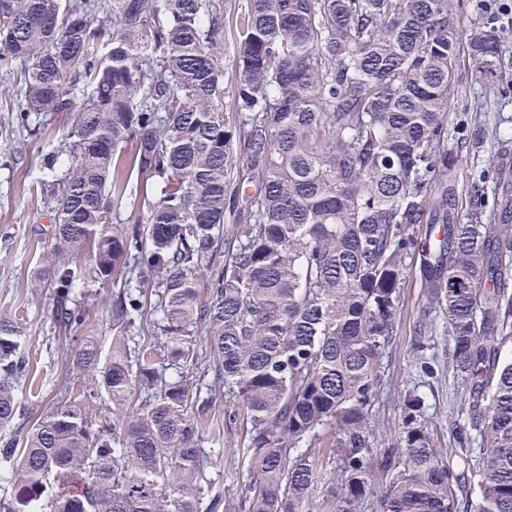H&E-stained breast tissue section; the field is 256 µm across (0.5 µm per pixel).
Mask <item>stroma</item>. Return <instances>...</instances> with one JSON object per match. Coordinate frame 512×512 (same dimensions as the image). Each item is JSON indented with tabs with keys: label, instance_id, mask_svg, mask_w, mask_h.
Listing matches in <instances>:
<instances>
[{
	"label": "stroma",
	"instance_id": "1",
	"mask_svg": "<svg viewBox=\"0 0 512 512\" xmlns=\"http://www.w3.org/2000/svg\"><path fill=\"white\" fill-rule=\"evenodd\" d=\"M487 0H462L461 22L464 46L456 68V92L448 104V146L456 148L461 125L480 130L482 143L477 152L459 162L461 187L482 180L489 159L502 157L505 177L488 183L485 217L498 220V203L512 195V14L490 20ZM492 29L501 36L503 63L494 73L483 72L470 55L469 41ZM20 64L0 67V311L16 314L23 323L22 349L31 357V378L17 387V398L30 420L59 401V388L66 376L67 343L52 318L54 291L36 288L31 275L40 264L44 248L51 243L54 213L49 196H36L32 187L55 180L67 160L65 142L71 128L66 112L41 117L39 131H29L12 120L23 99ZM78 303L88 309L90 331L102 347H109L112 332L100 321L110 299L106 285H80L74 290ZM402 309L397 334L383 359L385 379L369 422L372 447L395 443L399 427L398 398L421 390L426 399V418L433 429V445L449 461H456L459 449L454 426L464 403V386L448 369V338L445 324L436 313L429 290L421 277L418 257L406 260ZM427 347L440 370L439 379L423 386L414 369L418 347ZM233 399L216 406L213 427L206 432L207 447L216 449L213 467L207 475L219 491L239 498L249 483L242 454L243 435L239 424L228 422L227 412L237 408Z\"/></svg>",
	"mask_w": 512,
	"mask_h": 512
}]
</instances>
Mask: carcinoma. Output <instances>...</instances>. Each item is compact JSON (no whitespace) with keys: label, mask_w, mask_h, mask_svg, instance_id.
Returning <instances> with one entry per match:
<instances>
[{"label":"carcinoma","mask_w":512,"mask_h":512,"mask_svg":"<svg viewBox=\"0 0 512 512\" xmlns=\"http://www.w3.org/2000/svg\"><path fill=\"white\" fill-rule=\"evenodd\" d=\"M458 9L250 0L232 126L224 0H0V61L24 65L15 120L72 113L51 195L55 243L38 269L55 289L56 326L88 324L78 284L112 282L107 362L81 337L75 376L32 425L17 422V384L30 372L21 327L0 316V428H11L0 461L13 473L0 512H312L318 492L333 512H360L375 489L382 512H512V358H501L512 210L485 223L482 181L460 214L459 154L480 133L445 147ZM470 51L493 65L499 35L475 37ZM134 194L145 214L114 221ZM421 224L442 236L415 237ZM410 253L446 324L448 369L468 392L455 425L460 501L422 394L403 396V447L373 448L366 436ZM152 296L161 339L132 347ZM137 391L145 400L129 410ZM226 396L242 401L249 435L250 483L236 500L204 481L212 450L200 447ZM329 423L342 453L327 482L315 444Z\"/></svg>","instance_id":"obj_1"}]
</instances>
